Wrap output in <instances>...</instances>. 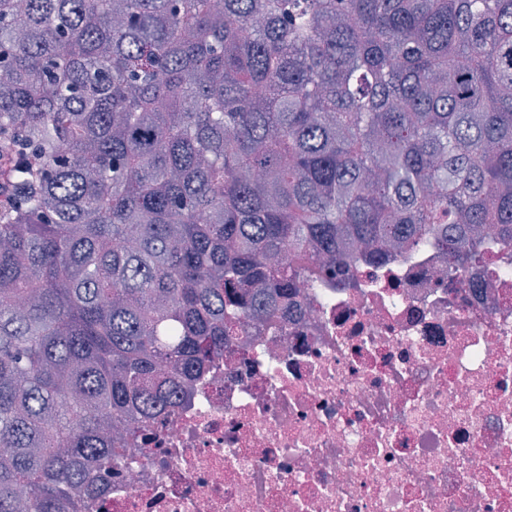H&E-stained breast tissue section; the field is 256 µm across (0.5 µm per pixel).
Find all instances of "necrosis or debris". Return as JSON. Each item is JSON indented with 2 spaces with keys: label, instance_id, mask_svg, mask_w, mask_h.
Masks as SVG:
<instances>
[{
  "label": "necrosis or debris",
  "instance_id": "4bbe7bcc",
  "mask_svg": "<svg viewBox=\"0 0 512 512\" xmlns=\"http://www.w3.org/2000/svg\"><path fill=\"white\" fill-rule=\"evenodd\" d=\"M352 248L244 322L68 512H512V246Z\"/></svg>",
  "mask_w": 512,
  "mask_h": 512
}]
</instances>
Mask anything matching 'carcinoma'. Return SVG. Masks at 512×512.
<instances>
[{
	"mask_svg": "<svg viewBox=\"0 0 512 512\" xmlns=\"http://www.w3.org/2000/svg\"><path fill=\"white\" fill-rule=\"evenodd\" d=\"M0 512L347 243L512 245V0H0Z\"/></svg>",
	"mask_w": 512,
	"mask_h": 512,
	"instance_id": "obj_1",
	"label": "carcinoma"
}]
</instances>
